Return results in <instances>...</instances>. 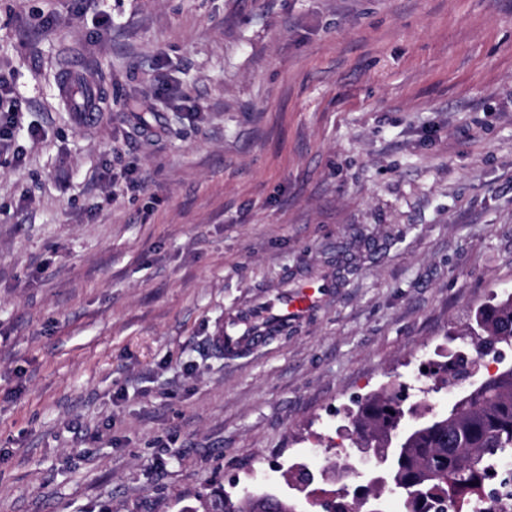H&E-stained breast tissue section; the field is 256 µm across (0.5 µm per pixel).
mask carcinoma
Masks as SVG:
<instances>
[{"label":"carcinoma","mask_w":512,"mask_h":512,"mask_svg":"<svg viewBox=\"0 0 512 512\" xmlns=\"http://www.w3.org/2000/svg\"><path fill=\"white\" fill-rule=\"evenodd\" d=\"M457 335L470 337V342L462 343L448 360L432 362L428 374L437 383L459 386L454 403L407 425L401 389L358 402L354 428L359 444L381 458L379 475L386 484L373 485L368 479L350 495L334 492L319 503L322 512H364L369 497L376 512H385L384 502L394 494L401 498L402 512H445L448 500L475 491L492 461L512 451V367L479 374L480 361L493 348L512 344V293L496 295L478 308ZM405 425L409 433L403 449L385 447L386 433ZM199 502L192 512H303L300 500L290 493L276 503L260 494L235 500L206 494Z\"/></svg>","instance_id":"carcinoma-1"}]
</instances>
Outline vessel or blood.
I'll return each instance as SVG.
<instances>
[{
	"mask_svg": "<svg viewBox=\"0 0 512 512\" xmlns=\"http://www.w3.org/2000/svg\"><path fill=\"white\" fill-rule=\"evenodd\" d=\"M336 293L334 279L310 275L226 318L212 338L220 352L252 350L266 342L279 325L301 319Z\"/></svg>",
	"mask_w": 512,
	"mask_h": 512,
	"instance_id": "vessel-or-blood-1",
	"label": "vessel or blood"
}]
</instances>
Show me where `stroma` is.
Here are the masks:
<instances>
[{"mask_svg":"<svg viewBox=\"0 0 512 512\" xmlns=\"http://www.w3.org/2000/svg\"><path fill=\"white\" fill-rule=\"evenodd\" d=\"M100 7L0 0V512H181L358 457L381 388L447 408L420 365L512 292V0ZM314 273L322 307L211 349ZM76 72L71 73L66 79H64L61 83L62 91H61V97L67 101H71L72 98H75L77 96V92L80 88L86 90L89 94L88 97L85 98L82 102L81 110L82 112H100L99 103L96 99L87 100L92 94L91 90L93 88L92 85L84 83L80 76L78 75L77 79H74L76 76ZM93 104L95 106H98V108L91 107V106H85L86 104ZM23 104L14 96L13 88L0 77V145L12 139ZM335 294L334 279L309 275L289 289L258 297L246 309L226 318L212 336V345L221 353L253 350L265 343L280 324L305 317Z\"/></svg>","mask_w":512,"mask_h":512,"instance_id":"stroma-1","label":"stroma"}]
</instances>
